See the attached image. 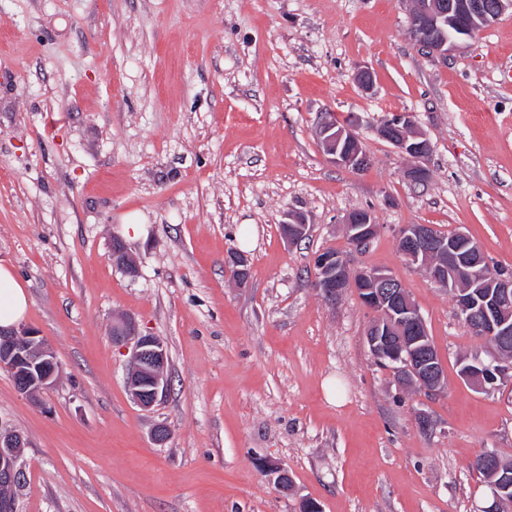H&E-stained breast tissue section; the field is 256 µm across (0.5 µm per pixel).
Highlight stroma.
<instances>
[{"label":"stroma","instance_id":"obj_1","mask_svg":"<svg viewBox=\"0 0 512 512\" xmlns=\"http://www.w3.org/2000/svg\"><path fill=\"white\" fill-rule=\"evenodd\" d=\"M410 8L0 0V261L29 297L21 328L58 361L34 399L0 368V424L26 440L17 512H482L471 463L486 450L512 460V380L481 391L460 377L485 344L396 232H466L512 271V14L443 61L410 39ZM393 112L431 142L424 183L377 133ZM327 118L356 124L369 168L329 161L316 136ZM355 210L378 226L359 252L344 228ZM289 211L309 224L293 245ZM129 215L148 227L124 242L134 276L112 261ZM329 247L403 283L444 392L400 388L377 364L354 289L333 304L318 294L314 257ZM241 249L243 285L226 270ZM118 316L166 347L170 388L151 410L126 391L133 344L113 341Z\"/></svg>","mask_w":512,"mask_h":512}]
</instances>
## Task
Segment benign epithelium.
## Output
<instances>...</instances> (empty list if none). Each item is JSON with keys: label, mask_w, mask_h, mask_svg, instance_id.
I'll return each mask as SVG.
<instances>
[{"label": "benign epithelium", "mask_w": 512, "mask_h": 512, "mask_svg": "<svg viewBox=\"0 0 512 512\" xmlns=\"http://www.w3.org/2000/svg\"><path fill=\"white\" fill-rule=\"evenodd\" d=\"M512 12V0H414L409 15V34L414 44L430 57L448 59V55L467 47L483 27ZM413 116L397 112L377 128L378 134L401 153L416 160L408 171L415 183L428 178L424 165L431 152V143L423 135L412 132ZM317 137L330 162L365 170L370 156L360 146V139L351 127H338L325 120ZM285 238L298 243L305 238L307 220L302 214L285 215ZM346 235L354 245L363 246L377 233L371 214H349L345 221ZM397 243L403 256L417 264H427L433 253L448 256V263L428 268L431 277L451 290L459 311L467 317L472 329L485 337H499L506 345L512 336V311L505 306L512 299V277L489 279L483 273L485 255L467 242H435L433 228L426 224H410L398 231ZM112 258L126 273H136L134 261L119 240L112 244ZM248 257L232 252L228 269L232 279L242 283L248 279ZM320 277L315 279L322 298L336 303L346 289L361 293V301L373 313L366 340L373 357L388 366L398 385L414 386L429 394L441 392L446 385L445 372L439 356L432 354L425 321L407 290L389 272L364 269L350 273V263L342 255L322 252L314 259ZM112 336L117 341L134 340L132 365L125 383L134 404L143 410L155 407L166 396L170 381L167 373L168 355L163 342L151 335H141L128 319L112 322ZM0 367L14 375L16 388L29 396L50 387L54 382L57 360L45 340L25 329L0 328ZM462 377L481 390L498 387L512 377V361L498 352L468 367ZM24 437L16 431L0 428V512H16V497L23 485L25 470L21 450ZM259 466L276 475L275 483L282 492L291 490L287 471L272 461Z\"/></svg>", "instance_id": "obj_1"}]
</instances>
